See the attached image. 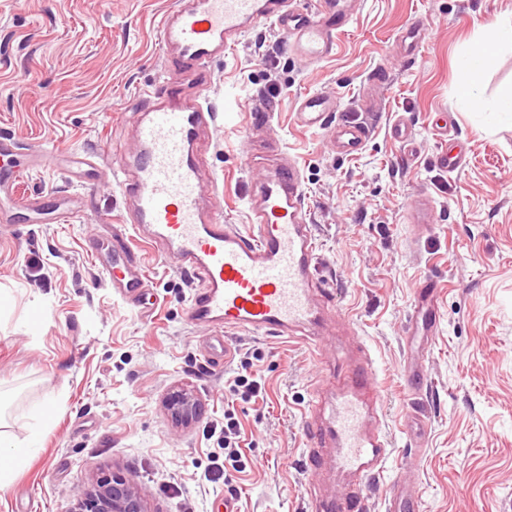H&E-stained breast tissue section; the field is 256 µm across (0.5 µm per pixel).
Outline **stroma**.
<instances>
[{"label":"stroma","mask_w":512,"mask_h":512,"mask_svg":"<svg viewBox=\"0 0 512 512\" xmlns=\"http://www.w3.org/2000/svg\"><path fill=\"white\" fill-rule=\"evenodd\" d=\"M172 2L0 0V137L110 168L103 154L129 142L151 86L192 92L158 32ZM499 16L512 17V0H357L321 60L295 55L268 22L202 74L217 114L206 159L225 223L253 231L248 195L278 164L268 149L278 144L303 178L318 271L381 371L395 454L373 484L374 512L401 472L424 512H512V124L491 115L512 87V48L485 75L483 111L457 95L465 50ZM412 26L422 34L413 51ZM314 93L338 106L323 129L296 121ZM342 121L369 130L349 155L333 139ZM448 149L464 158L453 172L437 162ZM87 179L83 167L25 170L17 194L62 196L71 212L0 234V432L26 442L30 408L59 407L39 453L0 487V512H68L80 487L112 472L135 480L148 512H219L228 480L236 512H310L303 409L320 377L343 371L344 355L239 330L226 335L231 361L213 366L211 330L190 323L193 285L174 261L132 238L147 301L132 306L108 287L89 247L121 228L124 199L112 178ZM427 276L439 319L425 342L407 327ZM420 351L428 386L416 394L403 369ZM241 371L259 393L230 392ZM183 389L202 405L187 423L166 405ZM417 411L427 431L412 456ZM228 413L243 464L231 473Z\"/></svg>","instance_id":"35a3bbf8"}]
</instances>
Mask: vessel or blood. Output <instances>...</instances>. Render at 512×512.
<instances>
[{"mask_svg":"<svg viewBox=\"0 0 512 512\" xmlns=\"http://www.w3.org/2000/svg\"><path fill=\"white\" fill-rule=\"evenodd\" d=\"M352 0H320L317 11L299 9L297 0H176L160 18L161 41L186 71L208 63L236 44L246 28L272 22L284 30L290 48L318 60L334 49L335 35L349 22ZM167 86L151 94L150 108L134 127L136 149L120 155L112 177L124 200V218L141 239L175 256L194 284L189 319L215 328L209 339L214 365L227 361L224 334L248 330L283 339H296L318 349L328 337L320 330L322 313L316 297L325 295L318 276L317 243L307 221L308 204L302 178L294 165L280 166L256 191L251 201L254 232L245 234L225 223L220 199L202 183L194 156L201 131L216 120L206 103L204 86L181 107H172ZM334 109L323 95L303 98L296 110L298 123L321 127ZM337 148L356 152L367 136L365 127L337 124ZM32 165L55 169L57 153L20 149L0 138V226L9 227L13 210L27 211L43 221L48 207L41 197L17 198L13 188L21 168ZM94 260L115 292L133 304L148 295L146 274L132 249L121 240L97 248ZM436 283L426 280L419 290L416 313L423 336L436 324ZM377 369L370 354L347 363L336 378L331 408L325 421L316 416L320 402L306 409L308 454L319 458L331 451L330 462L344 484L342 492L316 490L310 495L313 512H366L369 485L383 474L392 455L386 430ZM386 512H422L417 486L393 480L385 499Z\"/></svg>","mask_w":512,"mask_h":512,"instance_id":"1","label":"vessel or blood"}]
</instances>
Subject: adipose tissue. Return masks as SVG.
Listing matches in <instances>:
<instances>
[{"mask_svg":"<svg viewBox=\"0 0 512 512\" xmlns=\"http://www.w3.org/2000/svg\"><path fill=\"white\" fill-rule=\"evenodd\" d=\"M489 31V38L473 44L459 65L458 93L473 107L479 104L477 85L497 50L504 46L512 47V19L496 20L490 24Z\"/></svg>","mask_w":512,"mask_h":512,"instance_id":"ef3b65f1","label":"adipose tissue"}]
</instances>
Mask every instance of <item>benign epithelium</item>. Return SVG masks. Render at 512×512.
I'll use <instances>...</instances> for the list:
<instances>
[{"label":"benign epithelium","instance_id":"7a95c632","mask_svg":"<svg viewBox=\"0 0 512 512\" xmlns=\"http://www.w3.org/2000/svg\"><path fill=\"white\" fill-rule=\"evenodd\" d=\"M172 415L187 421L201 412L200 402L180 391L170 401ZM68 512H147L133 478L124 475L101 477L79 490Z\"/></svg>","mask_w":512,"mask_h":512}]
</instances>
